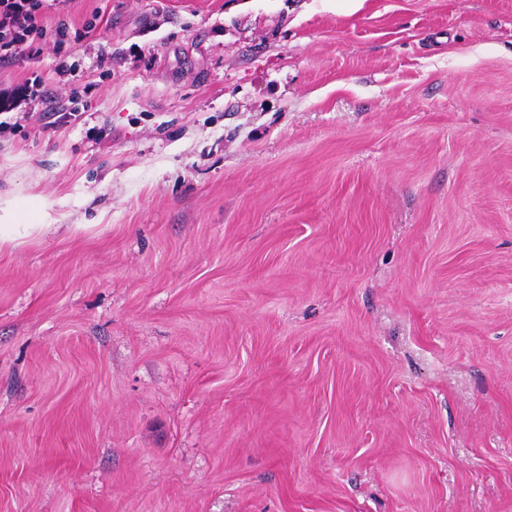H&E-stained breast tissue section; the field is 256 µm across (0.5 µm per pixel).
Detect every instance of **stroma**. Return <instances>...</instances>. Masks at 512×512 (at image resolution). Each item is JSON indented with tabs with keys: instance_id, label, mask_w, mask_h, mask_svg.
<instances>
[{
	"instance_id": "stroma-1",
	"label": "stroma",
	"mask_w": 512,
	"mask_h": 512,
	"mask_svg": "<svg viewBox=\"0 0 512 512\" xmlns=\"http://www.w3.org/2000/svg\"><path fill=\"white\" fill-rule=\"evenodd\" d=\"M61 19L0 64V512H512V0Z\"/></svg>"
}]
</instances>
